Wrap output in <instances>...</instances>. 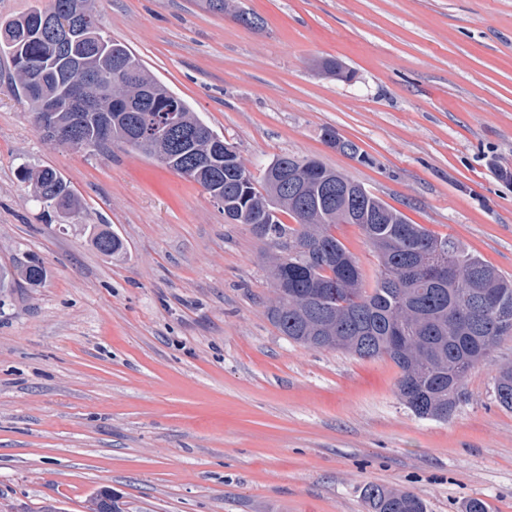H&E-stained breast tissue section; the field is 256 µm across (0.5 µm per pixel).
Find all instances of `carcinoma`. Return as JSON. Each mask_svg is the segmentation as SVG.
I'll list each match as a JSON object with an SVG mask.
<instances>
[{"mask_svg":"<svg viewBox=\"0 0 512 512\" xmlns=\"http://www.w3.org/2000/svg\"><path fill=\"white\" fill-rule=\"evenodd\" d=\"M218 14L238 22L258 15L239 0H220ZM86 15L91 27L79 26L64 47L41 34L38 20L48 12ZM128 55L120 43L104 38L97 24L95 0H49L22 16L0 23V53L11 59L19 95L38 119L42 102L60 95L69 74L72 53L90 69L112 65V53ZM151 92L149 112H137L142 90ZM101 111L86 112L80 149L101 151L121 141L148 115L175 109L182 126L197 131L184 143L164 145L165 166L200 184L210 197L224 199V217L249 226L269 250L264 263L275 298L268 316L289 340L315 349H342L362 359L389 358L399 369V399L416 416L449 419L462 396V381L474 368L489 362L500 341L512 335V280L452 237L438 236L412 224L399 210L363 190L344 192L350 180L314 157L281 155L255 177L237 152L215 148L211 127L181 98L143 66L133 78L98 94ZM110 120L114 138L100 136ZM125 141V140H123ZM137 152L155 157L154 147L125 141ZM22 180L39 194L49 191L72 212L81 203L55 169L27 168ZM357 226L379 266L374 287L364 285L358 261L336 238L338 224ZM288 216L292 223L283 222ZM92 242L112 256L123 250L121 239L106 224L93 225ZM48 270L36 258L10 270L0 267V291L40 287ZM497 404L512 411V365L497 369L493 387ZM372 512H425L409 492L378 485L365 488ZM93 512H120L109 491L95 497Z\"/></svg>","mask_w":512,"mask_h":512,"instance_id":"obj_1","label":"carcinoma"}]
</instances>
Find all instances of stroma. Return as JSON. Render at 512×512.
I'll return each mask as SVG.
<instances>
[{
	"instance_id": "obj_1",
	"label": "stroma",
	"mask_w": 512,
	"mask_h": 512,
	"mask_svg": "<svg viewBox=\"0 0 512 512\" xmlns=\"http://www.w3.org/2000/svg\"><path fill=\"white\" fill-rule=\"evenodd\" d=\"M95 0L98 26L252 173L315 156L512 276V0ZM351 69L320 74L319 60ZM0 57V512H369L368 485L426 512H512V412L493 394L512 338L445 421L415 416L388 359L301 346L268 318L265 245L196 182L121 142L57 145ZM334 129L361 163L322 139ZM51 167L63 216L18 175ZM124 243L101 254L90 228ZM219 2L221 3V7L218 12H215L211 7L213 1L199 0V5L213 14H229L232 17H234L236 21L247 26L259 27L260 25L263 24V19L261 17L243 9L240 5H238L239 1L237 0H220ZM244 15H248L249 18L254 19L256 23L253 25L243 23L242 16ZM48 277V270L36 258L14 267L13 270L0 267V291L4 288L40 287Z\"/></svg>"
}]
</instances>
